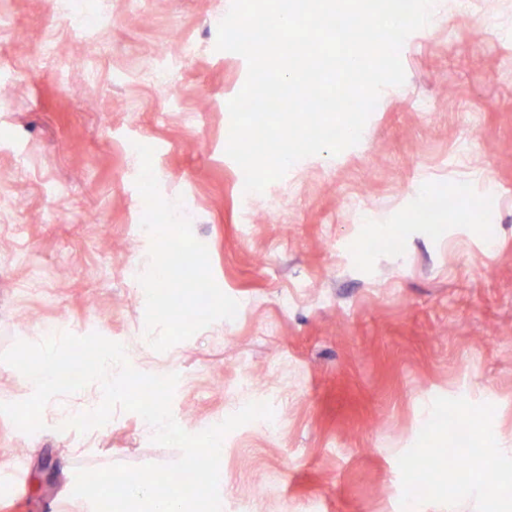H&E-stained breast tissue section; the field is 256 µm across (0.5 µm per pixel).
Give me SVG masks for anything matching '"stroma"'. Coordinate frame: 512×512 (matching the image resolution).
<instances>
[{"mask_svg":"<svg viewBox=\"0 0 512 512\" xmlns=\"http://www.w3.org/2000/svg\"><path fill=\"white\" fill-rule=\"evenodd\" d=\"M230 4L0 0V189L25 202L0 221V351L100 333L138 371L178 374L172 413L190 433L270 403L273 421L222 442V512H480L490 491L512 497V0L472 13L436 0L359 144L296 162L260 194L225 153L247 76L215 48ZM70 9L103 27L60 31ZM50 39L63 56L97 53L98 78L46 63ZM132 140L154 148L162 196L239 304L162 353L127 276L151 247ZM101 400L97 383L57 397L31 435L0 415V466H25L0 512H93L72 495L77 469L179 457L119 408L92 441L58 430L63 407ZM452 418L489 437L447 473L465 497L412 496L411 464L447 456Z\"/></svg>","mask_w":512,"mask_h":512,"instance_id":"stroma-1","label":"stroma"}]
</instances>
